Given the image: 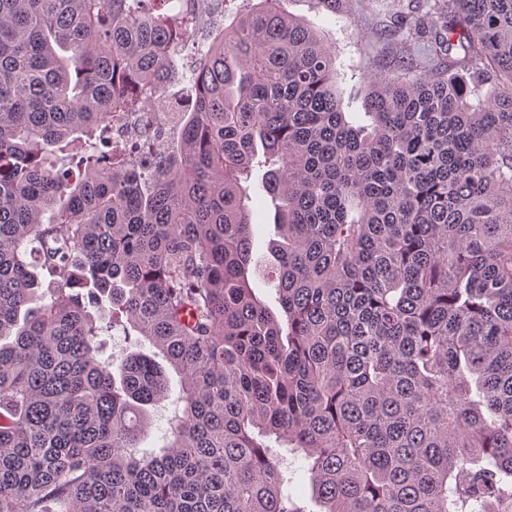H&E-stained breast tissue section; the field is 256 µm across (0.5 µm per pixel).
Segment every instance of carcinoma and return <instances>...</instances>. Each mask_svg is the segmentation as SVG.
<instances>
[{
	"label": "carcinoma",
	"instance_id": "cac0c4a2",
	"mask_svg": "<svg viewBox=\"0 0 512 512\" xmlns=\"http://www.w3.org/2000/svg\"><path fill=\"white\" fill-rule=\"evenodd\" d=\"M153 2L0 0V512H303L288 454L319 512H512V0H391L362 118L259 0L135 162L112 122L188 34ZM106 302L182 378L139 457L167 375L99 358ZM263 171L254 170L248 177L245 185L249 186L250 198L246 201L252 212V219L257 227V233L253 243V255L255 258H267L272 260L270 242L276 239L274 229L275 209L269 198L265 197L259 189Z\"/></svg>",
	"mask_w": 512,
	"mask_h": 512
}]
</instances>
